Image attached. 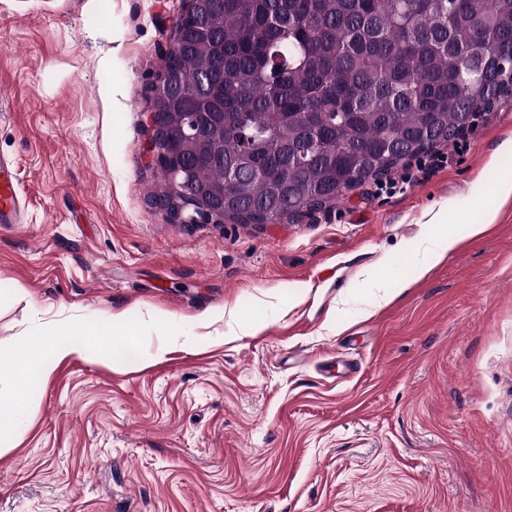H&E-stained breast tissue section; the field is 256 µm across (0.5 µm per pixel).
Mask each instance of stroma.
<instances>
[{"label": "stroma", "instance_id": "1", "mask_svg": "<svg viewBox=\"0 0 512 512\" xmlns=\"http://www.w3.org/2000/svg\"><path fill=\"white\" fill-rule=\"evenodd\" d=\"M179 9L0 0V158L27 195L0 226V512H512V98L405 191L174 224L147 114ZM442 233L458 250L414 280ZM119 311L135 358L99 339L19 373L23 340Z\"/></svg>", "mask_w": 512, "mask_h": 512}]
</instances>
